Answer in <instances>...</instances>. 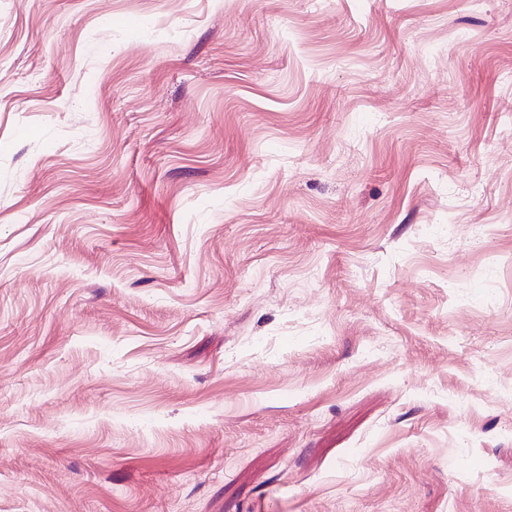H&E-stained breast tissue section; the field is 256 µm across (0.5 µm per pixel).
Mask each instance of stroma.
<instances>
[{
    "label": "stroma",
    "instance_id": "35a3bbf8",
    "mask_svg": "<svg viewBox=\"0 0 512 512\" xmlns=\"http://www.w3.org/2000/svg\"><path fill=\"white\" fill-rule=\"evenodd\" d=\"M0 512H512V0H0Z\"/></svg>",
    "mask_w": 512,
    "mask_h": 512
}]
</instances>
